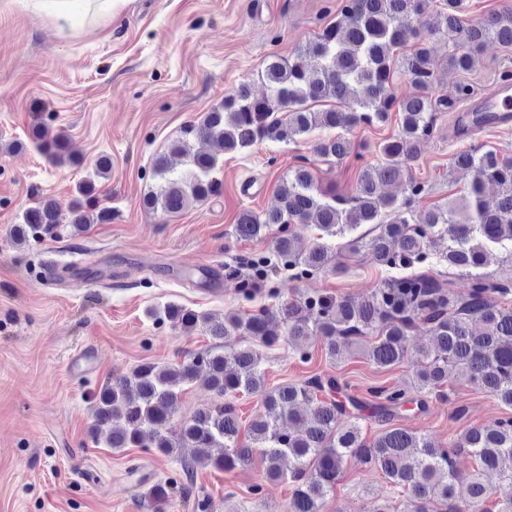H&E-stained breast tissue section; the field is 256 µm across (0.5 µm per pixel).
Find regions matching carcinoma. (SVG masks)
<instances>
[{
  "mask_svg": "<svg viewBox=\"0 0 512 512\" xmlns=\"http://www.w3.org/2000/svg\"><path fill=\"white\" fill-rule=\"evenodd\" d=\"M429 4L345 0L344 23L326 26L287 59H271L262 74L266 96H255L250 85L242 83L202 120L186 124L167 153L155 158L156 184L143 196L147 207L176 215L221 192L217 156L192 149L194 140L216 142L226 153H243L265 140L295 142L323 129L328 134L314 143L313 152L340 159L351 148L341 131L383 123L395 110L400 131L380 147L378 163L361 168L353 197L344 199L319 186L313 171L301 166L280 187L274 207L239 214L235 234L263 239L276 230L273 257L248 260L257 281L278 267L292 271L295 279L340 273L346 270V260L361 254L396 274L358 301L328 295L290 297L274 310L230 311L222 318L176 303L150 310V315L188 332L200 330L218 344L175 364L142 363L106 382L95 401L92 435L107 431V447L142 448L148 436L160 455L189 451L184 459L187 474L196 467L233 470L258 448L266 478L293 486L287 512H322L350 457L373 464L389 483L405 489L411 512H512V496L494 499L495 489L485 480L495 474L512 481V416L471 428L448 448H438L425 435L398 423L411 406L423 410L424 398L441 395L459 373L512 409V307L497 303L512 294V249L499 276L481 272L491 248L512 243V158L492 150L457 154L454 165L473 173L468 191L429 211L420 224L406 216L411 200L399 203L385 191L401 178L403 164L418 157L438 113H456L459 136L483 129L485 116L462 111L475 97L474 86L462 80L450 93L440 94L439 72L472 70L490 41L512 47L511 7L467 24L465 0H442L424 33L412 20ZM437 34L448 38L444 61L435 59L428 47L429 36ZM399 71L420 94L402 101L394 98L392 82ZM30 139L50 162L75 164L64 135L51 137L45 126L35 123ZM488 184L499 188L492 202L485 199ZM110 218L111 210L101 206L96 184L89 179L79 184L66 215L44 199L26 208L12 239L26 244L58 224L79 231ZM294 224H313L321 234L305 243L291 229ZM365 224L372 225L369 232L352 235ZM348 233L343 250H334L330 240ZM434 255L448 265V278L426 269ZM464 275L469 289L461 294L454 277ZM276 316L285 325L282 336L270 328ZM418 321L432 333L428 348L412 343ZM232 337L237 345L229 348L226 340ZM282 342L298 350L303 362L311 358L309 348L318 344L331 359L353 347L379 369L408 360L416 371L401 386L372 388L369 400L344 393L334 380L329 388L336 397L321 400L317 392L323 385L316 378L266 386L259 347ZM202 373L217 401L171 427L185 386ZM240 394L258 396L263 407L245 430L248 445L243 448L238 414L226 402ZM368 418L380 425V433L370 441L361 426ZM463 453L476 461L469 474L456 466V457ZM463 482L468 496L460 499L456 485Z\"/></svg>",
  "mask_w": 512,
  "mask_h": 512,
  "instance_id": "obj_1",
  "label": "carcinoma"
}]
</instances>
